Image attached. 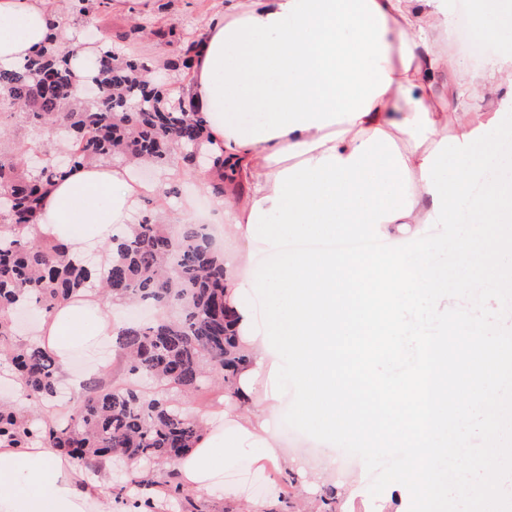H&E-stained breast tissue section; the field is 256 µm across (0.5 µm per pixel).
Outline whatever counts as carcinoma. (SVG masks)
<instances>
[{"label":"carcinoma","mask_w":512,"mask_h":512,"mask_svg":"<svg viewBox=\"0 0 512 512\" xmlns=\"http://www.w3.org/2000/svg\"><path fill=\"white\" fill-rule=\"evenodd\" d=\"M95 2L77 0L72 24L87 22ZM90 69L89 79L109 93L107 110L79 98L69 54L59 52L53 41L18 66H0V101L34 125L58 126L67 151L66 160L43 164L33 173L0 155V224L25 228L36 223L44 187L68 166L127 158L162 167L175 148L188 164L201 153L208 137L205 113L181 98H169L164 83L145 77L140 62L117 56L105 44ZM117 241V261L92 275L85 262L68 258L60 244L22 234L0 238V310L12 311L25 298L48 312L95 277L115 302L158 309L173 302L182 305L176 320L132 323L116 337L127 355L126 382H95L82 394L77 414L61 411L41 430L0 406V441L23 447L41 438L86 468L110 456L172 464L193 447L200 425L166 396L141 393L139 378L191 388L218 367L228 383L235 367L245 362L237 351L232 315L224 307V258L199 225L184 224L173 233L146 219ZM0 351L9 355L28 396L56 397L59 378L53 356L34 343L14 347L7 318L0 319ZM139 483L181 495L169 474L147 471Z\"/></svg>","instance_id":"cac0c4a2"}]
</instances>
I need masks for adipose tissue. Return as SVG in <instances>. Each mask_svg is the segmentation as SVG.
Listing matches in <instances>:
<instances>
[{"label": "adipose tissue", "instance_id": "adipose-tissue-1", "mask_svg": "<svg viewBox=\"0 0 512 512\" xmlns=\"http://www.w3.org/2000/svg\"><path fill=\"white\" fill-rule=\"evenodd\" d=\"M473 15L497 51L470 75L464 56L444 49L452 0H226L195 49L185 96L208 117L207 153L224 155L243 187L224 196L229 235L276 249L291 236L396 241L423 228L433 212L425 157L443 138L488 123L484 102L512 92V0H473ZM48 18L47 0H0V65L44 46ZM160 190L135 180L129 165H83L49 185L27 233L65 243L72 259L110 263L115 231ZM243 265V253L224 258V302L246 362L227 412L174 464L189 493L224 495L227 452L276 450V403L254 392L275 356ZM119 329L100 291H82L49 312L36 341L64 368L74 348L110 345ZM0 512H103L101 491L41 439L0 443Z\"/></svg>", "mask_w": 512, "mask_h": 512}]
</instances>
